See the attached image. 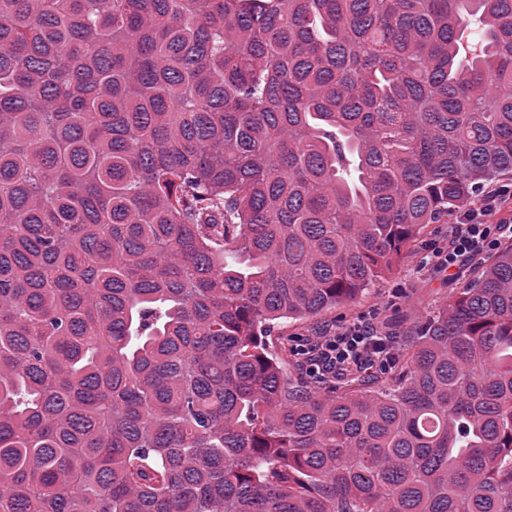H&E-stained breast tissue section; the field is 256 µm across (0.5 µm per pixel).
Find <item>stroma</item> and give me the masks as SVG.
<instances>
[{
  "label": "stroma",
  "mask_w": 512,
  "mask_h": 512,
  "mask_svg": "<svg viewBox=\"0 0 512 512\" xmlns=\"http://www.w3.org/2000/svg\"><path fill=\"white\" fill-rule=\"evenodd\" d=\"M423 247H416L399 271L376 282L353 302L323 311L307 320L284 321L270 336L272 343H292L295 338L315 339L362 316L374 317L382 331L409 328L418 317L439 308L472 277L471 266L451 272L420 269Z\"/></svg>",
  "instance_id": "1"
}]
</instances>
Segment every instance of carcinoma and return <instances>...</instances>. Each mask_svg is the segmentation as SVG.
I'll list each match as a JSON object with an SVG mask.
<instances>
[{
    "instance_id": "obj_1",
    "label": "carcinoma",
    "mask_w": 512,
    "mask_h": 512,
    "mask_svg": "<svg viewBox=\"0 0 512 512\" xmlns=\"http://www.w3.org/2000/svg\"><path fill=\"white\" fill-rule=\"evenodd\" d=\"M512 175V0H0V512H512V243L325 392L268 332Z\"/></svg>"
}]
</instances>
